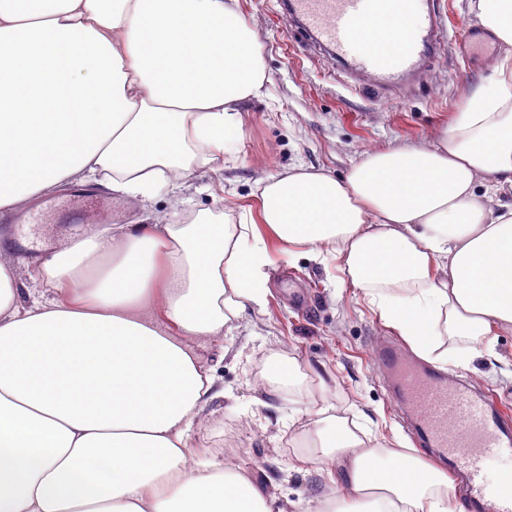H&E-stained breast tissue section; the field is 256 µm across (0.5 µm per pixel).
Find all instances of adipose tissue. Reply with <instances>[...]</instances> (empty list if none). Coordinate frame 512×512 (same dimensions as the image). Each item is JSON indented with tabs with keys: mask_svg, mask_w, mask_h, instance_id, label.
<instances>
[{
	"mask_svg": "<svg viewBox=\"0 0 512 512\" xmlns=\"http://www.w3.org/2000/svg\"><path fill=\"white\" fill-rule=\"evenodd\" d=\"M237 0H0V210L88 178L152 198L240 141L263 59ZM506 50L427 144L366 152L344 177L297 166L227 224H120L46 256L26 305L0 245V512H275L233 463L191 464L222 397L194 352L264 310L269 239L335 260L344 284L425 358L512 331V0H469ZM304 457L335 464L326 508L448 512V476L374 445L327 403Z\"/></svg>",
	"mask_w": 512,
	"mask_h": 512,
	"instance_id": "adipose-tissue-1",
	"label": "adipose tissue"
}]
</instances>
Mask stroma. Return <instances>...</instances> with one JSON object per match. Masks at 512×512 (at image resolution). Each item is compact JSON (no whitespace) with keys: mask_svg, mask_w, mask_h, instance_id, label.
Segmentation results:
<instances>
[{"mask_svg":"<svg viewBox=\"0 0 512 512\" xmlns=\"http://www.w3.org/2000/svg\"><path fill=\"white\" fill-rule=\"evenodd\" d=\"M238 8L257 34L266 94L242 106L243 139L227 147L223 166L197 167L182 191L187 210L224 215L234 223L242 211L257 207L260 181L288 168L342 175L365 151L434 140L503 53L499 43L481 42L482 29L467 0H430L441 32L419 70L368 81L325 57L297 29L284 0H238ZM83 188L74 182L44 194L31 224L12 223L0 211V240L12 241L15 274L25 287H33L30 273L45 254L72 235L95 232ZM109 204L116 224L155 214L174 224L183 220L168 186L144 202L113 197ZM271 256L264 311L246 310L223 336L194 346L224 387L223 398L208 406L193 432L199 456L216 459L221 451L231 452L286 512H315L328 479L318 464L299 457L300 413L327 399L380 444L447 470V460L415 444L406 409L376 359L379 345L399 340V333L358 291L341 284L335 261L291 258L276 250ZM465 345L461 336L442 341L448 359L440 367L449 371L450 384L495 393L512 409V332L498 336L494 355L475 359L467 369L456 363ZM277 359L297 366L299 387L271 377Z\"/></svg>","mask_w":512,"mask_h":512,"instance_id":"obj_1","label":"stroma"}]
</instances>
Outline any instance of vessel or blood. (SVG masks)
I'll return each mask as SVG.
<instances>
[{"label": "vessel or blood", "instance_id": "obj_1", "mask_svg": "<svg viewBox=\"0 0 512 512\" xmlns=\"http://www.w3.org/2000/svg\"><path fill=\"white\" fill-rule=\"evenodd\" d=\"M290 8L307 31L364 75L415 69L433 28L424 0H291ZM390 13L407 14L410 29L387 51L367 46L358 23ZM379 358L394 369L395 382L428 428L433 447L458 455L454 475L471 507L476 512H512V498L498 493L484 466L490 456L512 454V413L496 410L494 396L473 393L462 384L449 387L430 368L408 366L398 350L381 347Z\"/></svg>", "mask_w": 512, "mask_h": 512}]
</instances>
